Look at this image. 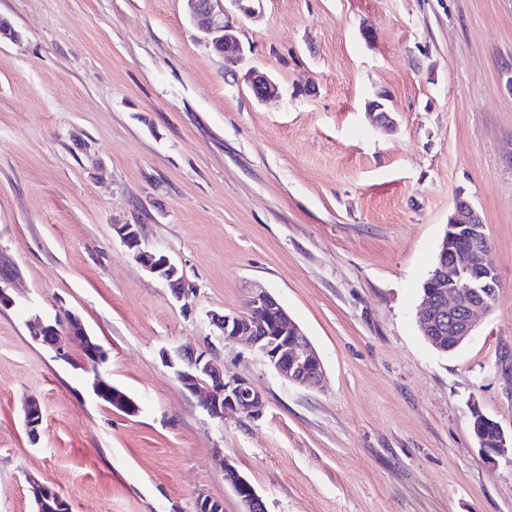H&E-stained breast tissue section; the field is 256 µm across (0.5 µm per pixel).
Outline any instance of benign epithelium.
<instances>
[{
  "label": "benign epithelium",
  "instance_id": "benign-epithelium-1",
  "mask_svg": "<svg viewBox=\"0 0 512 512\" xmlns=\"http://www.w3.org/2000/svg\"><path fill=\"white\" fill-rule=\"evenodd\" d=\"M225 1L246 17L256 12L254 3L257 0H190V19L203 34L205 42L221 48L226 64L233 66L243 58V47L229 23V11L223 5ZM251 85L257 90L256 98L260 101L278 95V86L273 79L256 69L252 70ZM112 228L133 259L150 274L166 281L177 299L186 300L194 293V288L186 282L169 255L142 245L139 225L114 224ZM448 231L453 237L469 241V245L460 260L457 255L448 253V241H443L430 278L437 290L423 296L418 319L430 333L450 325L453 336L462 342L473 336L477 316L492 310L497 287L486 275L492 263L484 246L485 224L471 203L462 199L456 201L454 212L448 219ZM17 276L11 260L0 248V308L15 304L11 289ZM211 322L221 332L224 342L249 346L285 380L305 388H315L321 383L324 368L319 354L268 291L254 289L246 311L213 312ZM29 327L35 340L51 348L59 359L68 355L71 344L78 338L84 345L92 346L84 324L72 313L67 315L62 327L47 326L39 317L31 320ZM183 361V366L176 370V377L184 389L197 397L199 405L210 416L222 419L231 413L256 419L262 415L263 396L249 380L224 374L207 359L204 351L187 355ZM101 381V376H96L95 392L117 403V397ZM119 407L128 415L136 414L137 404L131 400L124 401ZM42 417L40 401L29 399L24 408V425L34 444L40 439ZM494 428L498 434L496 447L480 449L483 458L489 461L512 455V437H507L499 425ZM225 474L232 482L243 512H267L265 501L247 479L236 474L229 465Z\"/></svg>",
  "mask_w": 512,
  "mask_h": 512
}]
</instances>
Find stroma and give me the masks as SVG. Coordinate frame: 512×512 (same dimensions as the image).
Masks as SVG:
<instances>
[{
    "mask_svg": "<svg viewBox=\"0 0 512 512\" xmlns=\"http://www.w3.org/2000/svg\"><path fill=\"white\" fill-rule=\"evenodd\" d=\"M0 19V249L20 273L0 309V512H33V478L70 512H196L201 493L242 512L228 463L268 512H512V459L484 460L470 425L476 407L512 434V0H262L232 20L233 76L187 0H0ZM252 67L278 100L254 98ZM381 92L390 129L368 112ZM460 198L500 288L445 354L416 315ZM255 284L318 350L321 386L212 325ZM67 310L99 367L30 336ZM183 350L252 382L261 417L210 416L176 378ZM97 372L136 415L95 396ZM113 230L130 250L133 259L150 274L166 281L177 299L186 300L194 293V288L186 282L169 255L150 250L142 245L139 225L117 224L114 225ZM42 407L37 398H31L24 408V425L32 443H37L41 435Z\"/></svg>",
    "mask_w": 512,
    "mask_h": 512,
    "instance_id": "1",
    "label": "stroma"
}]
</instances>
